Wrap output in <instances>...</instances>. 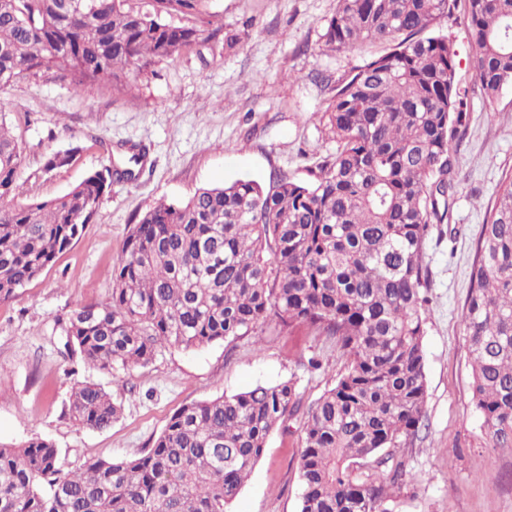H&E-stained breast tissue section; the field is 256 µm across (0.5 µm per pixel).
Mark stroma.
Here are the masks:
<instances>
[{"instance_id":"35a3bbf8","label":"stroma","mask_w":512,"mask_h":512,"mask_svg":"<svg viewBox=\"0 0 512 512\" xmlns=\"http://www.w3.org/2000/svg\"><path fill=\"white\" fill-rule=\"evenodd\" d=\"M222 27L192 46L116 84L74 90L45 72L0 92V118L24 154L16 202L50 200L91 171L145 148L139 177L113 181L82 236L41 275L0 302V443L54 442L71 468L97 457L150 448L181 406L259 384L293 380L302 407L330 388L342 367L336 346L307 326L266 331L198 350L166 348L144 368L111 374L65 349L61 322L105 301L112 267L132 227L159 202L187 200L201 187L239 179L268 183L276 173L304 181L336 149L320 116L338 78L382 44L331 51L323 34L336 0H206ZM453 40L456 78L467 87V129L457 141L460 182L448 223L426 246L430 271L424 352L427 400L414 444L404 449L406 484L398 512H512V447L489 443L471 402L472 371L463 309L474 248L499 184L512 173V86L487 104L468 64L463 9L442 18ZM75 149L46 170L53 154ZM319 359L312 368L310 359ZM101 385L122 405L105 430L70 418L76 382ZM275 430L231 512H299V417Z\"/></svg>"}]
</instances>
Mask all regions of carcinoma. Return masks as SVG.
<instances>
[{
	"instance_id": "carcinoma-1",
	"label": "carcinoma",
	"mask_w": 512,
	"mask_h": 512,
	"mask_svg": "<svg viewBox=\"0 0 512 512\" xmlns=\"http://www.w3.org/2000/svg\"><path fill=\"white\" fill-rule=\"evenodd\" d=\"M0 0V91L42 71L75 87L170 59L214 36L206 0ZM457 0H338L324 45L383 42L336 84L322 121L336 151L309 180H237L161 203L129 233L104 303L75 310L64 346L101 371L304 324L343 366L307 410L299 512H395L403 457L427 396L423 339L431 229L459 183L453 148L469 92L435 30ZM469 65L489 101L512 85V0H465ZM196 20L176 26L167 17ZM22 150L0 121V302L80 238L112 179L105 166L66 194L14 203ZM464 305L471 400L493 446L512 445V176L476 246ZM300 409L291 380L180 407L144 453L69 469L54 443L0 444V512H229L276 429ZM70 417L112 426L121 404L79 383Z\"/></svg>"
}]
</instances>
